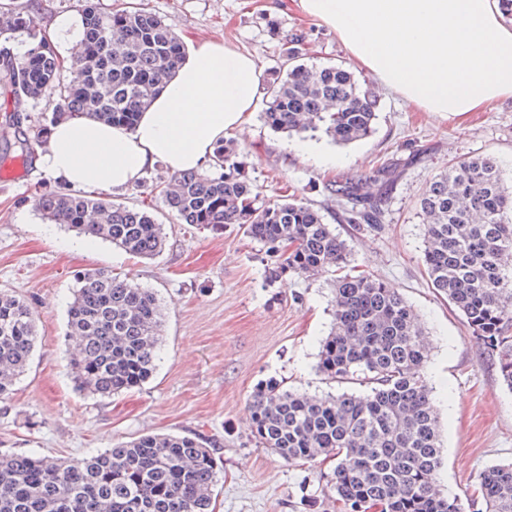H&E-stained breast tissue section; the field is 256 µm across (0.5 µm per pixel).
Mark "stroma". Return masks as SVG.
<instances>
[{
  "instance_id": "1",
  "label": "stroma",
  "mask_w": 512,
  "mask_h": 512,
  "mask_svg": "<svg viewBox=\"0 0 512 512\" xmlns=\"http://www.w3.org/2000/svg\"><path fill=\"white\" fill-rule=\"evenodd\" d=\"M184 41L224 37L250 52L262 72L279 61L292 34L309 65H350L334 32L306 16L298 0H138ZM373 133L341 146L323 132L288 134L252 112L235 138L253 158L252 179L266 196L291 193L309 199L325 223L349 237L351 266L397 288L425 330V378L432 388L443 436V493L460 512H481L473 490L487 467L512 463V390L496 359L466 330L461 316L434 288L421 262L423 226L416 205L426 183L449 163L474 154L499 163L512 183V99L477 112L444 117L421 112L381 93ZM54 103L21 101L0 107V288L16 290L33 307L38 329L27 371L9 399L0 401V452L54 458L82 457L145 433H196L215 441L223 468L214 512H342L330 487L334 460L284 462L256 443L248 399L270 379L316 395L342 392L317 369L330 333L334 273L267 284L262 246L237 225L213 230L178 223L155 189L169 179L156 165L142 182L110 193L130 206L146 205L167 233L165 249L146 259L111 243L44 220L35 187L55 188L58 178L36 149L29 165L17 159L15 129L34 134L49 123ZM305 145L309 158L291 152ZM335 156L325 167L319 157ZM400 166L379 232L350 238L323 181L341 172L362 179L378 160ZM104 268L156 293L163 313L160 360L140 387L100 397L80 391L65 366L74 345L67 307L77 278Z\"/></svg>"
}]
</instances>
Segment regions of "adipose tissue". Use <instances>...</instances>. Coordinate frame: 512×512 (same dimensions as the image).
Returning a JSON list of instances; mask_svg holds the SVG:
<instances>
[{
  "label": "adipose tissue",
  "mask_w": 512,
  "mask_h": 512,
  "mask_svg": "<svg viewBox=\"0 0 512 512\" xmlns=\"http://www.w3.org/2000/svg\"><path fill=\"white\" fill-rule=\"evenodd\" d=\"M333 30L383 89L421 111L462 115L512 98V25L499 0H300ZM48 35L64 61L83 50L79 16L54 18ZM261 69L221 38L203 40L142 112L134 128L91 117L50 131L44 167L74 187L125 190L148 170H202L216 144L254 112Z\"/></svg>",
  "instance_id": "adipose-tissue-1"
}]
</instances>
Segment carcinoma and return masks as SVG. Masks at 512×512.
<instances>
[{
  "label": "carcinoma",
  "mask_w": 512,
  "mask_h": 512,
  "mask_svg": "<svg viewBox=\"0 0 512 512\" xmlns=\"http://www.w3.org/2000/svg\"><path fill=\"white\" fill-rule=\"evenodd\" d=\"M85 51L64 66L28 7L13 11L27 36L22 53L0 50V97L55 99L56 117L92 116L131 127L171 78L186 53L161 17L143 9L99 7L80 0ZM301 38L270 69L263 120L273 130L320 128L338 144L369 137L381 100L346 66L301 62ZM250 155L234 140L216 145L212 168L175 174L157 185L183 224L219 229L239 224L261 244L266 279L336 276L333 328L318 368L339 382L370 386L362 394L317 396L269 381L249 400L252 433L282 460H336L331 485L344 512H458L437 489L442 468L440 423L424 376L427 353L413 307L384 281L344 271L348 242L319 209L296 195L266 199L249 176ZM400 176L383 161L368 180L338 175L325 190L339 219L359 233L381 230L383 205ZM44 218L142 258L159 254L166 237L145 208L73 193L63 185L35 189ZM424 220L422 264L435 290L498 361L512 389V190L498 162L469 157L433 176L418 202ZM163 314L150 288L103 269L78 281L68 309L78 341L68 365L85 391L110 397L148 381L156 370ZM34 312L0 289V400L9 398L34 350ZM222 468L213 442L199 434L146 433L86 457L0 454V512H213ZM485 512H512V464L478 479Z\"/></svg>",
  "instance_id": "cac0c4a2"
}]
</instances>
